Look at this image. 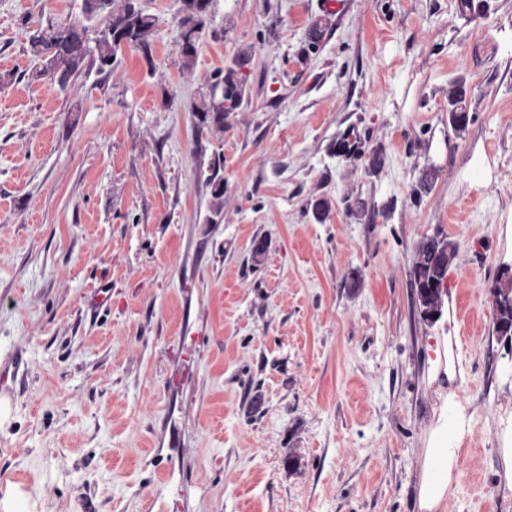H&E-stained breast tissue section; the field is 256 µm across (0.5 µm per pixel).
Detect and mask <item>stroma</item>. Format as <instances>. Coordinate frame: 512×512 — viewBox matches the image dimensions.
<instances>
[{
    "mask_svg": "<svg viewBox=\"0 0 512 512\" xmlns=\"http://www.w3.org/2000/svg\"><path fill=\"white\" fill-rule=\"evenodd\" d=\"M322 2L213 0L188 72L179 0H140L152 62L129 47L62 90L32 79L26 22L82 0H0V512H424L460 413L434 512H512L489 294L512 270V0ZM242 54L241 108L196 136L190 101ZM439 230L459 249L430 324L410 265ZM465 97L466 90L462 85H452L448 88L449 120L457 131L465 130L469 120V118L466 120L467 112L463 106ZM461 121L462 124H460ZM223 159L215 156L208 165V176L206 183L211 187V213L220 217L224 210V176ZM447 447V443H443L436 448H432V472L427 477L426 496L423 502V507L430 510L442 498L447 489L451 469L456 462L453 448Z\"/></svg>",
    "mask_w": 512,
    "mask_h": 512,
    "instance_id": "stroma-1",
    "label": "stroma"
}]
</instances>
